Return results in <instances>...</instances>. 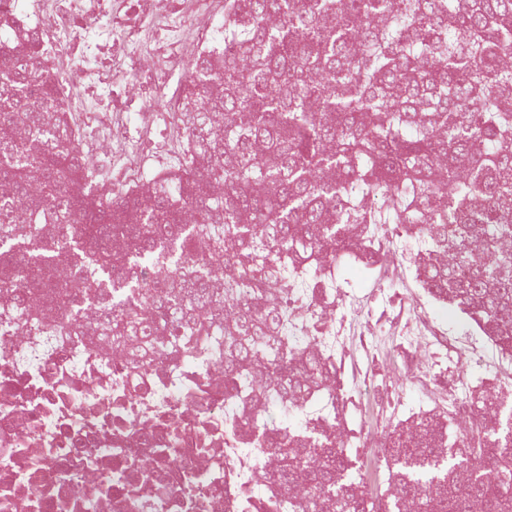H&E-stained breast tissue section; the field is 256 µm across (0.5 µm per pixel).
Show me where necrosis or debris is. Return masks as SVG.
<instances>
[{
    "label": "necrosis or debris",
    "mask_w": 512,
    "mask_h": 512,
    "mask_svg": "<svg viewBox=\"0 0 512 512\" xmlns=\"http://www.w3.org/2000/svg\"><path fill=\"white\" fill-rule=\"evenodd\" d=\"M0 71L27 69L33 83L51 82L60 138L43 151L77 152L95 178L65 183L43 200L58 221L45 225L41 249L70 244L62 260L83 277L88 227L70 223L87 201L113 206L144 198L157 184L172 190L174 209L205 218L203 195H185L198 170L195 130L183 122L189 72L200 60L223 59L240 31L228 0H0ZM37 33L56 49L45 63L14 53L19 33ZM27 226L0 210V503L8 512H326L321 499L297 502L266 475L270 437L293 430V407L276 404V428L253 427L240 439L248 399L220 393L215 367L224 339L190 349L172 345L139 370L116 360L117 342L98 325L32 296L53 319L35 322L10 305L33 286L15 240ZM427 239L419 225L379 213L357 240L323 251L311 269L288 272L279 296L281 332L292 352L319 347L338 382L316 394L305 431L347 449L368 490L365 512H389L396 477L390 448L441 405L481 410L494 394L512 405V343L470 315L464 335L448 323L447 295L426 283L417 261ZM204 254L142 263L128 287L122 248L105 258L113 311H135L159 272L181 278Z\"/></svg>",
    "instance_id": "necrosis-or-debris-1"
}]
</instances>
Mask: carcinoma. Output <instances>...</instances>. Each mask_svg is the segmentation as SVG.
<instances>
[{
    "label": "carcinoma",
    "mask_w": 512,
    "mask_h": 512,
    "mask_svg": "<svg viewBox=\"0 0 512 512\" xmlns=\"http://www.w3.org/2000/svg\"><path fill=\"white\" fill-rule=\"evenodd\" d=\"M244 38L224 56L222 77L208 66L191 71L214 118L215 135L201 149L209 165L211 216L233 225L232 235L211 241L203 225L178 229L181 217L156 197L146 220L170 234L178 252L205 248L209 263L191 280H161L158 294L170 290L171 306L201 297L218 278L251 279L253 299L265 306L258 319L239 315L232 303L224 311L201 308L188 314L184 331L207 336L224 329V378L250 387L264 405L275 391L293 402L309 382H321L319 362L309 354L292 380L281 363L286 345L280 331L273 289L288 280V260L319 257L326 239L338 232L333 220L364 223L353 188L375 192L401 221L430 232L428 262L433 287L456 304L484 318L504 337L512 335V254L502 247V223L512 214V4L508 0H268L253 13L239 8ZM57 89L33 85L17 72L0 74V130L20 136L0 147V203H23L51 196L68 180L74 158L63 153L37 155L32 142L52 133L55 117L30 109V98L51 104ZM309 211V224L296 213ZM126 245L148 251L152 239L127 224ZM43 288H65L72 308L86 310V286L62 278L43 280ZM151 319L144 309L134 320L102 327L124 343L137 325ZM489 401L475 421L454 415L418 431L396 457L434 459L442 445L466 436L467 447L439 482L399 485L395 496L408 512L454 508L473 486H490L489 512H506L512 503V467L484 477L482 462L494 427ZM286 462L280 478L297 497L315 494L334 504L358 507L351 485L338 483V460L331 448H290L272 441Z\"/></svg>",
    "instance_id": "1"
}]
</instances>
